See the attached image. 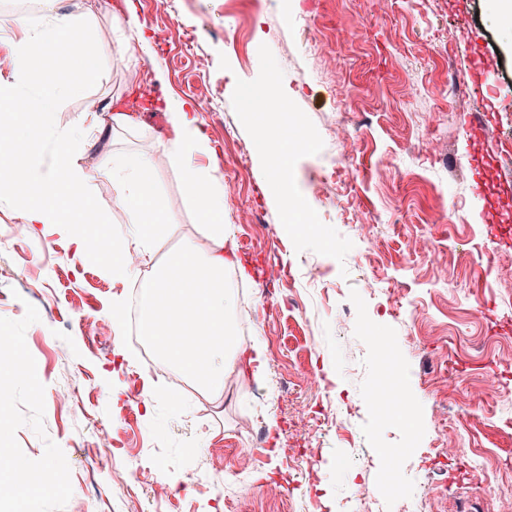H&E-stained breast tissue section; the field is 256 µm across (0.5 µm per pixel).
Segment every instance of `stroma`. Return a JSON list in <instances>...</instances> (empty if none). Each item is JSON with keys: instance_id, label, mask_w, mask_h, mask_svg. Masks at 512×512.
I'll use <instances>...</instances> for the list:
<instances>
[{"instance_id": "1", "label": "stroma", "mask_w": 512, "mask_h": 512, "mask_svg": "<svg viewBox=\"0 0 512 512\" xmlns=\"http://www.w3.org/2000/svg\"><path fill=\"white\" fill-rule=\"evenodd\" d=\"M261 0L260 27L245 41L237 20L249 0H49L61 18L93 13L112 39L94 48L108 66L65 94L42 136L53 167L59 134L75 132L73 161L88 177V199L108 236L126 235L130 219L113 203L106 156L138 154L155 169L159 196L176 218L154 247L153 262L186 243L206 246L208 230L188 201L169 152L173 130L164 100L209 103L197 115L211 151L199 165L248 163L239 186L224 187V243L253 271L235 278L232 322L239 339H260L265 371L228 373L221 397L195 385L163 398L162 379L112 308L125 304L143 271L113 276L110 255L88 263L75 244L74 216L42 224L21 241L0 240V331L34 378L9 379L0 444L33 471L61 467L62 485L41 495L39 512H401L402 490L415 486L414 512H512V476L478 488L463 458L485 452V467H512V340L493 334L512 321V278L482 279L478 252L512 255L490 236L488 201L471 190L480 158L500 156L512 185V153L497 154L494 132L512 133V24L492 0ZM195 30L192 53L181 44ZM166 31L150 51L120 56L139 35ZM205 66H197L196 58ZM274 81L302 116L309 145L288 155V188L305 210L288 215L268 189L264 139L240 106L243 88ZM137 90L145 105L129 124L87 101L120 103ZM489 130L465 125L475 107ZM275 225L276 242L259 238ZM331 270L325 284L304 279L306 263ZM293 267L291 286L265 295L274 263ZM380 272V287L363 277ZM297 294L299 305L283 303ZM376 330L390 340L380 351ZM400 382L404 415L381 412L369 395L384 378ZM504 394L490 410L474 401L489 380ZM74 388L76 399L54 394ZM257 420L264 439L242 434ZM123 468L151 465L169 486L155 503L134 489L100 490L91 473L98 428ZM444 465H423L432 445ZM397 449L392 474L386 449ZM251 493L235 496L238 482Z\"/></svg>"}]
</instances>
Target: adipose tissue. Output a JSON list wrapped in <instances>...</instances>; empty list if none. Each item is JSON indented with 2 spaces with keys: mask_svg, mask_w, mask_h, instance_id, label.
<instances>
[{
  "mask_svg": "<svg viewBox=\"0 0 512 512\" xmlns=\"http://www.w3.org/2000/svg\"><path fill=\"white\" fill-rule=\"evenodd\" d=\"M92 16L79 20L51 17L39 25L21 15H0V41L8 43L13 58L10 76L0 75V105H22L35 122L28 125L26 150L22 161L0 153V185L20 191L23 223L48 224L58 214L59 201H85L88 177L69 160L70 135L56 142L57 165L48 174H34L40 156L39 129L48 125L66 93L50 77L49 69L35 71L27 66L33 49H40L44 61L63 55L76 58L85 76L99 68L90 53V41H76L77 33L93 30ZM249 112L256 114L264 134L278 146L280 155L302 145L298 130L286 124L272 123L263 107L278 105L287 110V95L277 91L274 83L248 90ZM171 122L177 131L170 158L180 165L187 195L198 214L209 226L206 250L186 246L171 252L156 265L147 289L141 329L143 336L157 349L176 373L192 379L213 395L224 389V373L230 363L246 358L254 372L265 365V348L260 340L241 345L231 321L234 289L227 270H240L232 250L224 246V183L209 170L196 167V155L208 152V140L197 124L196 105L190 101L168 104ZM112 179L115 202L132 218L129 236L112 239V272L124 276L128 266L125 253L135 251L141 257L152 254L154 242L165 234L174 216L155 198L152 188V163L144 156L108 157L101 169ZM51 479L31 472L16 457L8 454L0 465V496L11 497L21 488L37 491L51 486Z\"/></svg>",
  "mask_w": 512,
  "mask_h": 512,
  "instance_id": "1",
  "label": "adipose tissue"
}]
</instances>
